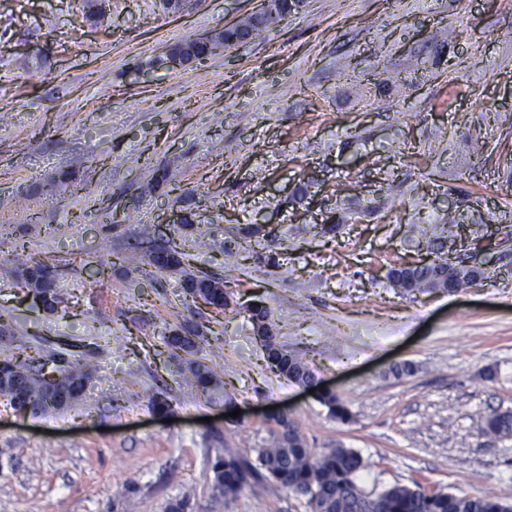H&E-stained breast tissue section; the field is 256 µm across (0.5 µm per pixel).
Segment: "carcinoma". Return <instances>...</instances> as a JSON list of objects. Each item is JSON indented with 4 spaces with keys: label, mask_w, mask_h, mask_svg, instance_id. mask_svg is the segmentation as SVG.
<instances>
[{
    "label": "carcinoma",
    "mask_w": 512,
    "mask_h": 512,
    "mask_svg": "<svg viewBox=\"0 0 512 512\" xmlns=\"http://www.w3.org/2000/svg\"><path fill=\"white\" fill-rule=\"evenodd\" d=\"M15 275L33 296L60 303L56 278L49 265L40 261L25 263L16 269ZM195 278L208 282L209 287L186 288V297L194 302L201 298L219 309L230 305L224 283L206 273L198 277L187 276L185 280ZM167 345L187 355L181 367L186 385L208 396L220 390L222 383L214 372L191 358L200 349L197 336H189L183 329L176 330L167 337ZM263 347L269 367L277 369V373L289 381L307 382L315 378L312 370L299 358L279 354L275 342L265 343ZM89 378L90 372L85 367L64 357L46 373L41 366L6 358L0 367V394L8 397L10 404L19 401L33 412L56 411L63 409L59 394L75 385H87ZM319 401L333 417L347 419L348 412L335 393L324 394ZM269 425V444L257 450L256 463L234 455L215 454L210 462L213 499L234 498L248 479L261 477L288 491L297 490L306 499L309 512H499L501 499L497 497L428 491L419 484L413 488L393 485L379 493H367L357 481L363 461L355 450L329 448L317 454L307 448L292 423L284 425L271 421ZM483 431L493 437L512 435V413L490 414L485 419Z\"/></svg>",
    "instance_id": "obj_1"
}]
</instances>
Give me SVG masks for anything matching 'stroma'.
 Returning <instances> with one entry per match:
<instances>
[{
    "label": "stroma",
    "instance_id": "1",
    "mask_svg": "<svg viewBox=\"0 0 512 512\" xmlns=\"http://www.w3.org/2000/svg\"><path fill=\"white\" fill-rule=\"evenodd\" d=\"M105 6L106 30L80 0H0V321L25 354L92 371L65 410L21 415L0 396V512H168L181 499L184 512H307L265 480L210 498L211 459H255L269 406L314 452L357 451L365 491L417 482L512 501V436L482 432L512 410V0H307L177 70L153 61L259 0ZM174 209L191 216L185 271L222 279L228 308L185 299L181 275L147 263ZM444 223L442 239L407 235ZM442 253L476 256L486 279L389 286L393 263ZM130 254L137 268L118 264ZM31 258L56 272L55 313L14 276ZM255 303L348 420L270 371ZM180 326L203 339L214 399L182 383L166 345ZM405 360L414 375H389Z\"/></svg>",
    "mask_w": 512,
    "mask_h": 512
}]
</instances>
